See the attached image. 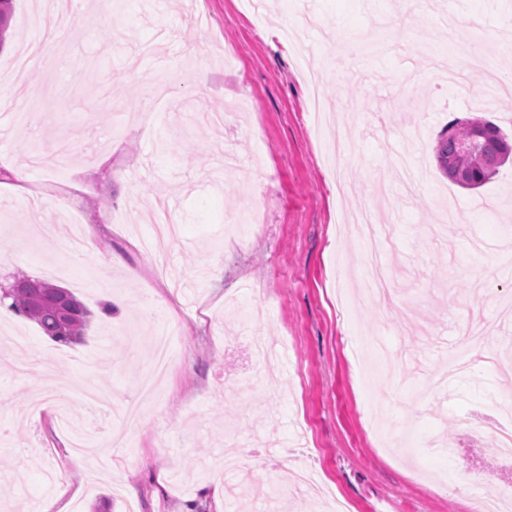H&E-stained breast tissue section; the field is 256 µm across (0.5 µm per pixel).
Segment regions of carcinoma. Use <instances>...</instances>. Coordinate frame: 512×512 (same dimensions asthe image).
<instances>
[{"mask_svg": "<svg viewBox=\"0 0 512 512\" xmlns=\"http://www.w3.org/2000/svg\"><path fill=\"white\" fill-rule=\"evenodd\" d=\"M504 137L501 127L491 121L455 119L441 132L435 146L439 169L453 183L477 189L494 177L488 173L485 160L499 150ZM51 287L53 284L44 279L22 274L0 298L11 300L10 308L33 321L52 340L74 343L84 335L91 312L69 291L65 292V308L54 299L35 301L39 290Z\"/></svg>", "mask_w": 512, "mask_h": 512, "instance_id": "carcinoma-1", "label": "carcinoma"}]
</instances>
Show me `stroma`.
I'll use <instances>...</instances> for the list:
<instances>
[{
  "label": "stroma",
  "instance_id": "stroma-1",
  "mask_svg": "<svg viewBox=\"0 0 512 512\" xmlns=\"http://www.w3.org/2000/svg\"><path fill=\"white\" fill-rule=\"evenodd\" d=\"M72 8L57 69L17 65L57 29L46 0H13L0 50V155L25 168L29 188L18 197L0 187V229L12 241L0 286L57 263L65 271L53 284L93 313L71 344L18 314L0 327V512H36L48 469L53 491L72 489L70 512H190L193 502L202 512H302L293 471L265 445L273 434L353 512H470L485 490L512 486V463L461 425L508 384L500 362L512 357V321L497 318L492 295L512 292V265L499 258L512 248V163L470 190L434 157L457 118L490 120L512 138V101L489 97L485 80L490 62L512 76V0H271L260 20L246 0H125L118 20L95 15L92 0ZM445 18L461 50L485 51L463 92L433 66ZM161 61L169 96L149 131L140 113ZM310 67L323 73V98L351 107L342 192L308 111ZM59 139L70 142L69 162L40 163ZM401 152L416 193L391 183L378 204ZM107 154L103 176L96 165ZM442 193L460 221L442 223ZM161 198L179 239L158 249L177 283H195L191 300L152 281L137 246L152 237L147 213ZM361 210L394 274L390 305L359 296L364 249L342 223ZM42 218L62 236L95 222L97 253H56L38 232ZM408 305L421 331L398 346L402 385L378 373L361 382L353 351L391 338ZM474 320L488 343L473 346L469 376L420 395ZM176 321L177 363L157 407L126 429L124 464L75 451L60 416L109 448L117 423L88 412L84 387L136 393L152 363L145 334ZM258 336L283 363L256 357ZM228 382L251 388L228 398ZM240 447L249 470L215 478L222 455Z\"/></svg>",
  "mask_w": 512,
  "mask_h": 512
}]
</instances>
